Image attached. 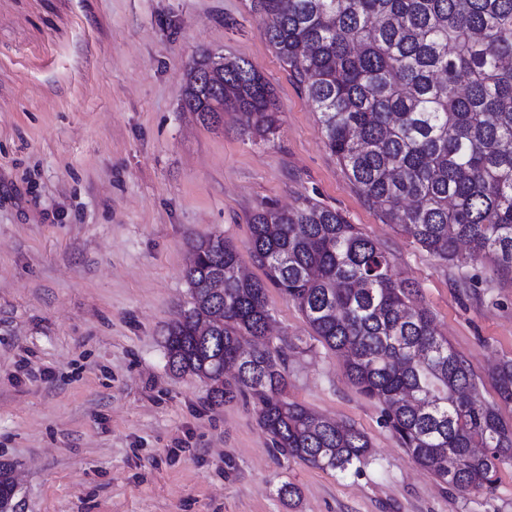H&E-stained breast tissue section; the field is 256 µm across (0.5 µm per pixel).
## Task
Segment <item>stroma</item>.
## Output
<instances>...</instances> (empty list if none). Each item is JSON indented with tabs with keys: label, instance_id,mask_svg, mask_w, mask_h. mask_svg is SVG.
<instances>
[{
	"label": "stroma",
	"instance_id": "1",
	"mask_svg": "<svg viewBox=\"0 0 512 512\" xmlns=\"http://www.w3.org/2000/svg\"><path fill=\"white\" fill-rule=\"evenodd\" d=\"M250 0H0V464L12 512H512V461L494 489L458 492L415 466L381 405L268 288L289 344L288 396L371 442L359 472L275 455L251 404L167 366L187 308L194 242L221 233L242 265L251 216L304 198L392 254L449 343L483 377L512 359V275L459 268L415 245L353 189L311 102L261 34ZM248 60L280 127L243 135L229 111H183L200 51ZM300 492L296 507L278 495Z\"/></svg>",
	"mask_w": 512,
	"mask_h": 512
}]
</instances>
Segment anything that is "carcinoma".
I'll list each match as a JSON object with an SVG mask.
<instances>
[{"label": "carcinoma", "instance_id": "carcinoma-1", "mask_svg": "<svg viewBox=\"0 0 512 512\" xmlns=\"http://www.w3.org/2000/svg\"><path fill=\"white\" fill-rule=\"evenodd\" d=\"M250 9L365 201L444 262L488 258L512 274V0H250ZM213 57L203 51L189 67L181 107L206 127L235 110L248 135L274 133L264 78L241 58L200 78ZM249 231L263 281L241 273L238 248L221 233L192 246L190 307L164 337L170 370L210 380L215 405L252 404L277 454L359 472L366 434L288 399V355L269 336L272 286L383 406L414 464L459 491L493 488L512 459V425L482 397L419 291L395 277L386 249L313 199L266 206ZM489 377L512 403V360ZM13 492L1 466L0 503Z\"/></svg>", "mask_w": 512, "mask_h": 512}]
</instances>
